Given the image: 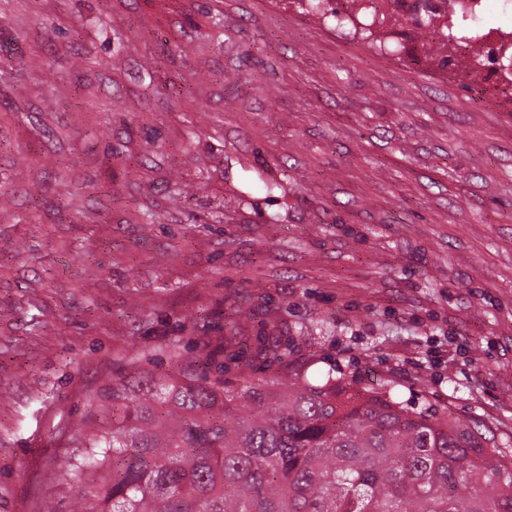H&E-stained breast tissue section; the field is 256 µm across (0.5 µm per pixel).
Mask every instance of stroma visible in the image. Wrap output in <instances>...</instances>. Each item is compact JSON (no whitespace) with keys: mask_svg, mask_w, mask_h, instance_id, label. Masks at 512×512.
I'll list each match as a JSON object with an SVG mask.
<instances>
[{"mask_svg":"<svg viewBox=\"0 0 512 512\" xmlns=\"http://www.w3.org/2000/svg\"><path fill=\"white\" fill-rule=\"evenodd\" d=\"M383 32L399 54L293 0H0V512H73L113 385L231 310L512 450V100Z\"/></svg>","mask_w":512,"mask_h":512,"instance_id":"35a3bbf8","label":"stroma"}]
</instances>
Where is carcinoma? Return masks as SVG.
<instances>
[{
	"label": "carcinoma",
	"mask_w": 512,
	"mask_h": 512,
	"mask_svg": "<svg viewBox=\"0 0 512 512\" xmlns=\"http://www.w3.org/2000/svg\"><path fill=\"white\" fill-rule=\"evenodd\" d=\"M298 2L343 24L336 0ZM407 19L434 28L426 57L441 68L481 39L431 0ZM277 330L112 387V428L70 457L75 472L107 471L78 512H512V454L480 425L334 372L314 384L315 359Z\"/></svg>",
	"instance_id": "1"
}]
</instances>
